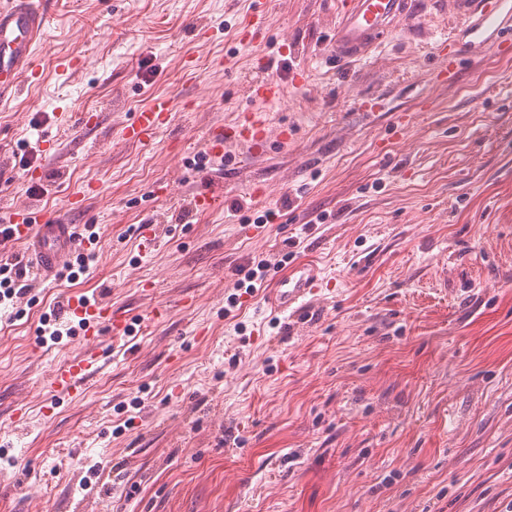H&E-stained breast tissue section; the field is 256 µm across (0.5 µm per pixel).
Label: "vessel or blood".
Returning a JSON list of instances; mask_svg holds the SVG:
<instances>
[{
    "label": "vessel or blood",
    "mask_w": 512,
    "mask_h": 512,
    "mask_svg": "<svg viewBox=\"0 0 512 512\" xmlns=\"http://www.w3.org/2000/svg\"><path fill=\"white\" fill-rule=\"evenodd\" d=\"M452 6L454 12L465 19L481 15L499 43H512V23L502 18L500 0H452ZM407 10L408 0H345L331 40L332 56L364 58ZM42 18V11L33 7L31 0H19L14 6L0 4V101L38 79L35 56ZM57 69L67 82L77 83L84 75L86 61L78 55H63L57 59ZM170 111V99H152L135 113L132 120L119 125L120 138L128 143H148L161 130ZM291 137L290 128L284 126L279 131H271L262 115L245 112L234 127H211L206 138V151L211 157H223L224 145L231 141L250 154L260 155L265 153L270 139L285 142ZM9 223L19 241L31 242L34 265L38 274L46 279L75 253L90 247L88 241L78 237L74 225L57 218L41 219L36 208L28 202L10 206ZM316 286L313 274H282L274 281L269 303L274 310H288L292 305L304 304ZM63 308L77 317V336L83 347L76 356L52 371L48 388L49 401L54 405L74 399L85 391L89 381L101 370L103 337L128 335L131 326L128 316L113 309L105 296L92 299L73 296L65 301Z\"/></svg>",
    "instance_id": "b4317fda"
}]
</instances>
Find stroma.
<instances>
[{
  "mask_svg": "<svg viewBox=\"0 0 512 512\" xmlns=\"http://www.w3.org/2000/svg\"><path fill=\"white\" fill-rule=\"evenodd\" d=\"M40 2L43 79L0 101V223L35 198L101 236L89 274L0 315V512H512V50L485 45L437 84L440 41L468 39L449 0H410L358 62L328 54L339 0ZM260 9L269 38L245 44ZM66 53L88 61L80 83L55 71ZM259 80L283 99H250ZM160 95L174 106L153 144L122 141L116 120ZM87 111L102 116L92 148ZM250 111L293 138L188 167L211 124ZM44 136L68 154L56 179ZM208 191L219 206L194 208ZM284 253L325 286L279 313L237 280ZM102 293L134 331L104 338V369L44 412L80 344L40 343L41 319Z\"/></svg>",
  "mask_w": 512,
  "mask_h": 512,
  "instance_id": "35a3bbf8",
  "label": "stroma"
}]
</instances>
